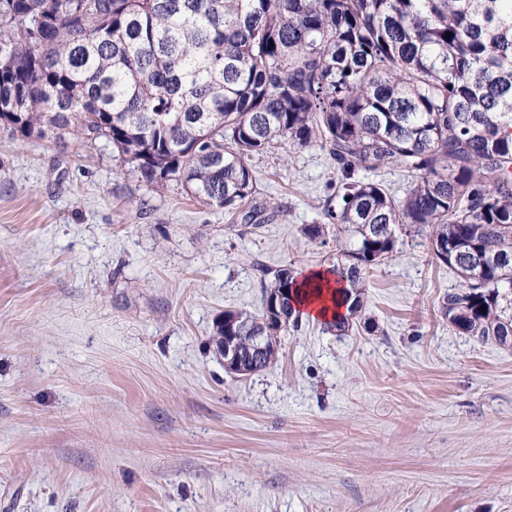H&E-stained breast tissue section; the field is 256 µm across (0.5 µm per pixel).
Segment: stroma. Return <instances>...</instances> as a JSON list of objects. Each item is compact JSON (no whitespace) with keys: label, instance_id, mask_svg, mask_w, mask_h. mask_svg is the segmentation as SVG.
<instances>
[{"label":"stroma","instance_id":"obj_1","mask_svg":"<svg viewBox=\"0 0 512 512\" xmlns=\"http://www.w3.org/2000/svg\"><path fill=\"white\" fill-rule=\"evenodd\" d=\"M274 221L147 188L110 147L0 128V512H512V345L457 333V275L400 234L348 334L301 319L231 378L212 339L308 240L336 172L254 157Z\"/></svg>","mask_w":512,"mask_h":512}]
</instances>
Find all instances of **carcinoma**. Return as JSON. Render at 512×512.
I'll return each mask as SVG.
<instances>
[{"label":"carcinoma","instance_id":"obj_1","mask_svg":"<svg viewBox=\"0 0 512 512\" xmlns=\"http://www.w3.org/2000/svg\"><path fill=\"white\" fill-rule=\"evenodd\" d=\"M0 126L23 141L112 146L147 186L176 185L247 224L249 161L284 142L336 168L323 204L347 313L429 230L461 289L443 309L481 342L512 334V0H0ZM411 178L402 197L360 173ZM263 297L299 279L263 270ZM486 310H481V307Z\"/></svg>","mask_w":512,"mask_h":512}]
</instances>
